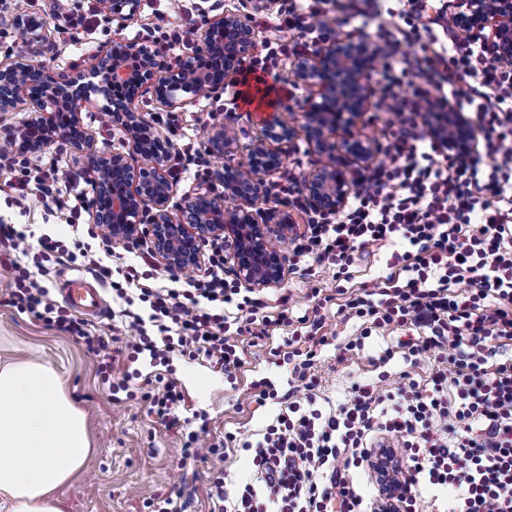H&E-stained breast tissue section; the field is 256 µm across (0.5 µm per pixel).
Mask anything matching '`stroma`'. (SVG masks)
Listing matches in <instances>:
<instances>
[{"instance_id": "35a3bbf8", "label": "stroma", "mask_w": 512, "mask_h": 512, "mask_svg": "<svg viewBox=\"0 0 512 512\" xmlns=\"http://www.w3.org/2000/svg\"><path fill=\"white\" fill-rule=\"evenodd\" d=\"M16 12L42 19L43 34L56 48L55 56L49 58L47 64L59 74L77 66L90 68L97 53L111 43L115 32L139 41L146 39L148 31L155 26L175 20L168 0H141L137 20L122 28L115 21H101L91 43L74 44L60 40L48 0H0V14ZM274 111V106L267 101L257 99L248 104L220 89L184 105L178 116L183 135L202 145L218 126L226 125L234 130L236 143L225 158L216 159L208 152H201V167L212 171L228 162L235 165L246 162L248 147L260 137L265 119ZM82 119L99 148L124 151V135L113 128L102 97H92L86 103ZM276 150L281 163L264 178V190L253 205L264 220L281 210L267 195V187L290 177L304 182L315 168L326 162L324 156L312 150L301 133L292 141L277 144ZM0 219L8 224H29L35 231L43 230L61 238L68 235L65 216L54 212L50 200L32 195L24 204H17L16 194L2 172ZM393 341L390 335L372 336L364 349L345 363L337 361L334 346L325 347L316 368L319 382L316 409L325 413L336 409L356 381L379 380L384 389L393 391L401 372L411 373L416 379L433 372L434 361L425 357L414 366L399 355L382 366H375V359ZM245 358L244 368L230 376L177 354L162 364L151 363L145 353L137 360L114 364L113 378L130 376V386L135 391L143 387L144 378L149 374L160 373L173 380L183 391L188 408L205 415L208 425L205 442L223 440L228 433L239 441L238 448L224 460L208 459L185 465L179 460V432L156 422L142 399L112 401L81 344L0 301V367L22 361L51 365L60 374L64 390L86 418L91 452L63 491L66 512H151L148 503L157 497L177 500L186 512H210L209 493L216 474H223L225 488L230 493L239 484L249 481L252 477L249 453L242 444L260 440L279 412L274 404L263 407L250 404L247 397L251 384L266 379L277 389L284 390L291 374L288 365L272 364L265 349L249 348Z\"/></svg>"}]
</instances>
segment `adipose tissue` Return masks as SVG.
I'll return each mask as SVG.
<instances>
[{"label": "adipose tissue", "mask_w": 512, "mask_h": 512, "mask_svg": "<svg viewBox=\"0 0 512 512\" xmlns=\"http://www.w3.org/2000/svg\"><path fill=\"white\" fill-rule=\"evenodd\" d=\"M89 451L85 415L53 367L0 369V501L11 512H63L61 492Z\"/></svg>", "instance_id": "obj_1"}]
</instances>
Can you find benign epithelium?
<instances>
[{"label":"benign epithelium","mask_w":512,"mask_h":512,"mask_svg":"<svg viewBox=\"0 0 512 512\" xmlns=\"http://www.w3.org/2000/svg\"><path fill=\"white\" fill-rule=\"evenodd\" d=\"M280 0H249L250 11L239 7L207 22L199 37L197 53L183 58L176 68L161 71L147 41H129L116 30L110 45L96 56L90 71L75 68L66 76H54L30 54L54 53L55 46L39 30L43 22L28 14L1 17L21 30L27 47L7 62H0V99L10 111L27 101V119L11 130L5 144L28 154H39L58 139L66 140L91 170L109 169L120 173L117 180L94 181L93 223L102 226L114 244L146 240L158 262L174 273H188L201 266L204 247L226 242L230 271L249 288L279 285L286 276L278 243L297 233L290 215L280 213L274 224L259 222L252 210L263 177L272 168L260 163L275 153L270 143L289 142L296 126L277 116L267 120L263 132L251 146L248 164L226 165L214 179L224 183V194L212 193L201 183L177 202L169 161L171 140L150 130L140 107L142 97L151 92L170 111L183 107L206 92L235 86L256 48L253 13L274 10ZM452 14L456 28L482 37L492 60L501 67L512 66V0H460ZM140 0H106L105 13L124 22L139 14ZM373 43L368 38L342 35L317 51L291 62L289 74L297 82L316 89L304 107L307 142L318 152L340 153L356 161H366L374 153L373 144L356 137L352 127L367 112L369 88L366 78L377 63ZM224 57L221 79L200 68L198 56ZM105 100L112 124L125 135L127 152L97 149L93 137L82 124L81 112L91 96ZM430 133L457 155L473 151L477 138L474 125L456 112L429 113ZM236 138L231 128L221 126L210 137L207 151L222 154ZM136 156L141 164L132 165ZM355 189V177L341 165L312 172L302 191L315 208L337 212ZM392 448L375 450L377 469L393 478Z\"/></svg>","instance_id":"7a95c632"}]
</instances>
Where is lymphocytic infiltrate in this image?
Returning a JSON list of instances; mask_svg holds the SVG:
<instances>
[{"instance_id": "f902f5d3", "label": "lymphocytic infiltrate", "mask_w": 512, "mask_h": 512, "mask_svg": "<svg viewBox=\"0 0 512 512\" xmlns=\"http://www.w3.org/2000/svg\"><path fill=\"white\" fill-rule=\"evenodd\" d=\"M101 3L58 0L59 35L84 40L102 17ZM351 8L352 0H288L277 27L290 39L268 41L248 73H269L278 55L316 51L332 35L327 11ZM386 13L375 38L381 105L392 113L384 162L359 172L350 202L333 214L305 203L296 179L269 190L304 219L291 239L294 269L306 273L317 264L337 282L330 294L311 286L303 315H292L288 294L272 300L226 278L219 244L203 268L167 284L156 281L147 244H132L130 259L111 266L88 245L73 251L49 235L34 240L0 224V261L11 271L7 305L81 343L110 394L130 385L112 381L115 358L104 354L103 336L40 283L61 260L81 263L109 285L138 335L131 357L177 353L229 376L243 367L248 348L265 346L291 365L288 391L264 379L251 385L252 403L282 410L252 448L253 482L231 496L215 477L225 512H417L426 490L447 495L446 512H512V68L495 65L481 38L459 35L446 6L395 0ZM402 43L416 45L413 56L396 57ZM434 88L451 111L473 119L474 156L444 154L421 129ZM0 162L19 197L39 191L78 221L83 197L65 191L72 177L57 161L34 168L23 154L1 151ZM381 251L388 254L384 275L354 285L359 262ZM332 307L360 323L341 344L325 330ZM277 329L287 333L284 344L269 347ZM391 333L397 341L385 358L399 353L415 363L427 355L438 370L421 381L403 373L393 392L356 382L337 410H317L322 350L338 345L343 363L372 335ZM144 398L157 422L180 426L185 399L173 381L155 374ZM387 443L401 451L395 481L402 492L390 503L363 496L353 481Z\"/></svg>"}]
</instances>
